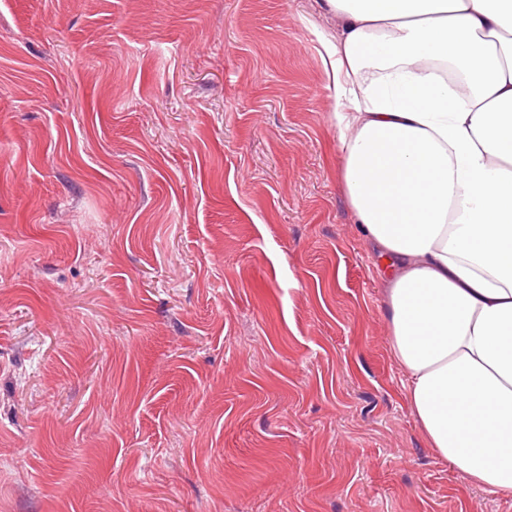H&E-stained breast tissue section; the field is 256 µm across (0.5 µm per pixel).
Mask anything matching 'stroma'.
Instances as JSON below:
<instances>
[{"label": "stroma", "mask_w": 512, "mask_h": 512, "mask_svg": "<svg viewBox=\"0 0 512 512\" xmlns=\"http://www.w3.org/2000/svg\"><path fill=\"white\" fill-rule=\"evenodd\" d=\"M318 0H0V512H512L429 448Z\"/></svg>", "instance_id": "obj_1"}]
</instances>
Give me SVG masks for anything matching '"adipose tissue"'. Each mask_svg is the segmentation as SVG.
I'll use <instances>...</instances> for the list:
<instances>
[{"label":"adipose tissue","mask_w":512,"mask_h":512,"mask_svg":"<svg viewBox=\"0 0 512 512\" xmlns=\"http://www.w3.org/2000/svg\"><path fill=\"white\" fill-rule=\"evenodd\" d=\"M343 182L430 448L512 497V0H319Z\"/></svg>","instance_id":"1"}]
</instances>
